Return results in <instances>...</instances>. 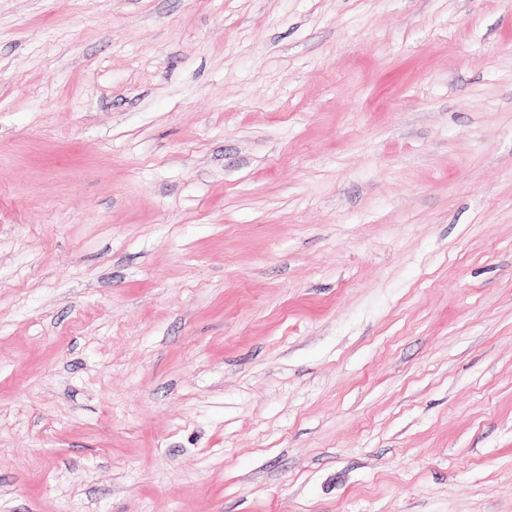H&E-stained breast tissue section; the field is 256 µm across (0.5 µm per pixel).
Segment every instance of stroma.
I'll return each mask as SVG.
<instances>
[{"label": "stroma", "instance_id": "1", "mask_svg": "<svg viewBox=\"0 0 512 512\" xmlns=\"http://www.w3.org/2000/svg\"><path fill=\"white\" fill-rule=\"evenodd\" d=\"M0 512H512V0H0Z\"/></svg>", "mask_w": 512, "mask_h": 512}]
</instances>
